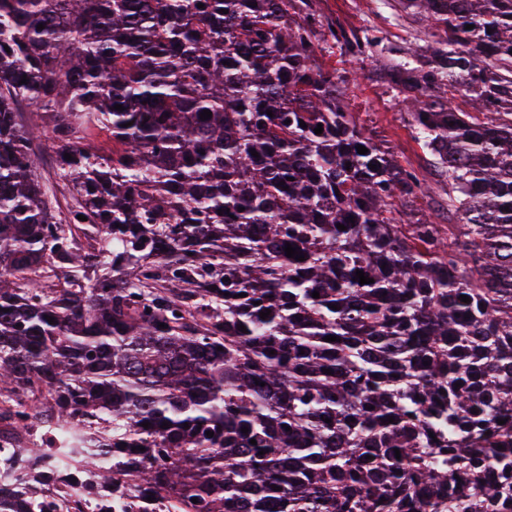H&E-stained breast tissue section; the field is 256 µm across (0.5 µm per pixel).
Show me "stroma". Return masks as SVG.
<instances>
[{
    "instance_id": "stroma-1",
    "label": "stroma",
    "mask_w": 512,
    "mask_h": 512,
    "mask_svg": "<svg viewBox=\"0 0 512 512\" xmlns=\"http://www.w3.org/2000/svg\"><path fill=\"white\" fill-rule=\"evenodd\" d=\"M314 10L332 22L336 37L324 42L319 61L335 72L350 112L365 133L403 169L417 179L420 190L400 207L397 223H459L448 208V179L436 167L409 116V106L388 81L395 56L422 49L434 31L426 19L402 16L393 0H313ZM378 37L380 49L357 56L353 47L364 36Z\"/></svg>"
}]
</instances>
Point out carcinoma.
I'll return each mask as SVG.
<instances>
[{"label":"carcinoma","instance_id":"cac0c4a2","mask_svg":"<svg viewBox=\"0 0 512 512\" xmlns=\"http://www.w3.org/2000/svg\"><path fill=\"white\" fill-rule=\"evenodd\" d=\"M295 2L0 0L12 466L62 456L123 481L127 512H512V0H395L443 33L388 77L448 173L465 223L446 236L395 223L419 184L348 112ZM48 507L0 489V512ZM44 139H42L36 153V167L37 174L40 181L48 188L49 193H53L59 203L65 206L66 201L70 202V196L66 190L63 189L61 183L55 180L54 169L55 164L51 152L45 147Z\"/></svg>","mask_w":512,"mask_h":512}]
</instances>
